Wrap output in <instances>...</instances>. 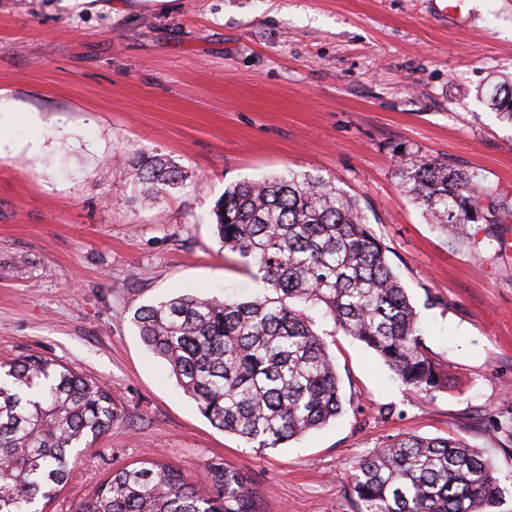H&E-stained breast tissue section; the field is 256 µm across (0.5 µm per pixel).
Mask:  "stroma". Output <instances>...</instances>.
Returning <instances> with one entry per match:
<instances>
[{
	"label": "stroma",
	"mask_w": 512,
	"mask_h": 512,
	"mask_svg": "<svg viewBox=\"0 0 512 512\" xmlns=\"http://www.w3.org/2000/svg\"><path fill=\"white\" fill-rule=\"evenodd\" d=\"M512 78V0H0V359L35 353L109 386L111 434L74 449L44 512H74L143 460L241 471L262 512H355L352 465L407 434L496 457L512 512V250L448 243L399 185L427 157L512 203V124L487 99ZM38 142L29 152V142ZM160 153L186 187L145 207L119 162ZM293 170L355 195L448 377L402 386L327 332L343 412L259 451L218 430L148 353L134 312L181 294L249 297L212 213L226 187Z\"/></svg>",
	"instance_id": "stroma-1"
}]
</instances>
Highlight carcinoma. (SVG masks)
<instances>
[{"label":"carcinoma","mask_w":512,"mask_h":512,"mask_svg":"<svg viewBox=\"0 0 512 512\" xmlns=\"http://www.w3.org/2000/svg\"><path fill=\"white\" fill-rule=\"evenodd\" d=\"M512 124V83L490 94ZM134 196L154 204L185 186L160 154L129 164ZM400 186L452 241L467 224H511L512 206L472 173L404 159ZM224 250L260 288L248 298L182 294L140 307L143 344L163 358L216 428L277 448L343 411L336 365L310 311L373 349L404 386L447 376L422 342L419 314L362 215L331 179L291 170L224 189L213 211ZM110 389L38 355L0 360V512H39L68 476L70 451L112 432ZM356 512H495L505 488L492 454L460 438L404 435L353 464ZM75 512H258L224 463L203 481L158 461L112 472Z\"/></svg>","instance_id":"carcinoma-1"}]
</instances>
